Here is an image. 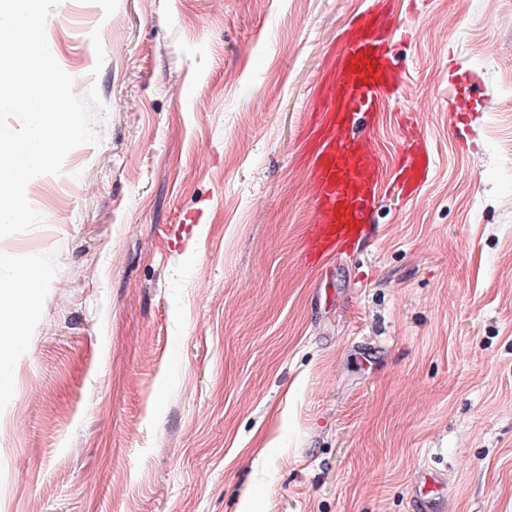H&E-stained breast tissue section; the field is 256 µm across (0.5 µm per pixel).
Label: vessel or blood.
Wrapping results in <instances>:
<instances>
[{
	"label": "vessel or blood",
	"instance_id": "obj_1",
	"mask_svg": "<svg viewBox=\"0 0 512 512\" xmlns=\"http://www.w3.org/2000/svg\"><path fill=\"white\" fill-rule=\"evenodd\" d=\"M412 25V17L395 18L385 0H375L348 22L316 73L303 158L312 222L300 257L309 267L358 248L376 200L387 193L411 199L433 168V154L411 119L403 121L398 158L391 165L378 151L372 130L360 128L400 94L405 73L397 61L396 33ZM445 489L442 473L418 472L413 498L419 512H442Z\"/></svg>",
	"mask_w": 512,
	"mask_h": 512
}]
</instances>
